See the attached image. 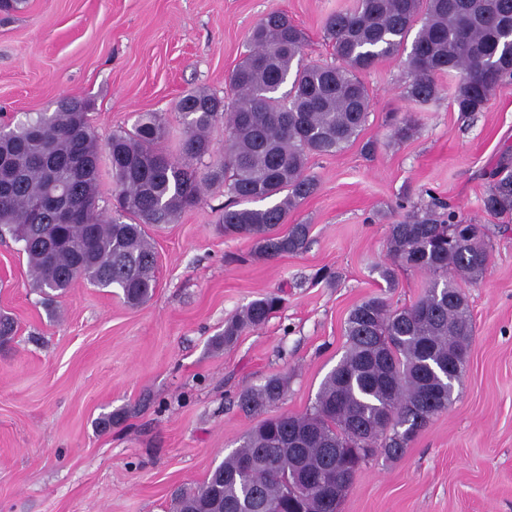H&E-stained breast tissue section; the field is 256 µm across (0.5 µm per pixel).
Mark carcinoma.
I'll list each match as a JSON object with an SVG mask.
<instances>
[{"mask_svg": "<svg viewBox=\"0 0 512 512\" xmlns=\"http://www.w3.org/2000/svg\"><path fill=\"white\" fill-rule=\"evenodd\" d=\"M324 30L337 63H306L304 32L282 11L265 15L249 35L252 50L230 75L235 100L196 90L179 101L184 129L176 157L161 147L164 129L154 114L100 145L90 105L76 97L0 131V238L8 234L21 245L44 302L78 279L120 290L131 306L147 302L157 255L145 226L173 223L214 184L229 196L221 214L225 236L253 242L264 260L304 250L308 225L293 224L286 233L276 227L317 189L305 174L309 157L333 156L359 136L370 97L357 73L383 58L406 54L405 94L417 104L437 97L435 74L459 72L453 104L463 114L483 111L512 77V48L504 44L512 0H357L352 10L328 17ZM220 119L224 155L216 158L209 133ZM416 123L413 113L394 115L393 136H407ZM104 154L117 207L110 217L98 190ZM55 189L71 205L64 219L36 208ZM265 200L272 204L252 206ZM483 204L512 216L509 162L489 172ZM486 238L483 225H462L440 201L390 224V263L377 267L379 276L394 288L396 270L424 272L431 276L424 295L403 307L378 296L355 306L345 325L347 350L311 409L268 418L247 432L201 485L175 494L172 512H301L306 492L293 480L294 460L318 469L338 460L331 449L345 448L336 478L349 483L366 463L356 452L366 439L388 458L403 455L422 427L420 416L448 409L449 360L458 361L461 378L474 323L457 279L486 275ZM280 304L276 293L251 301L215 343L234 344ZM286 391V379L269 377L243 389L237 404L256 414Z\"/></svg>", "mask_w": 512, "mask_h": 512, "instance_id": "1", "label": "carcinoma"}]
</instances>
